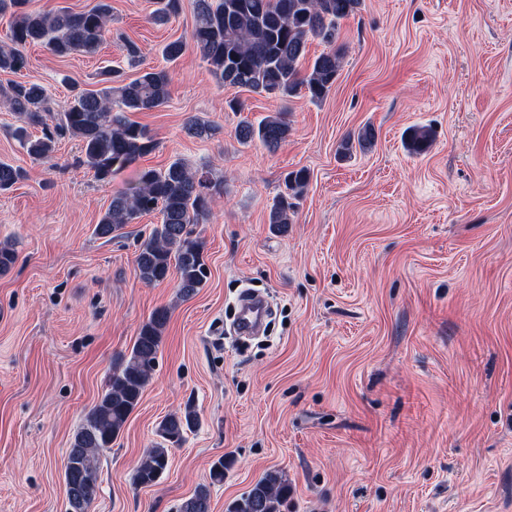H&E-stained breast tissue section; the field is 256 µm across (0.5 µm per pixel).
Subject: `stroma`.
<instances>
[{
	"label": "stroma",
	"instance_id": "obj_1",
	"mask_svg": "<svg viewBox=\"0 0 512 512\" xmlns=\"http://www.w3.org/2000/svg\"><path fill=\"white\" fill-rule=\"evenodd\" d=\"M154 0H112V37L97 56L27 47L21 75L63 111L68 82L143 62L188 37L193 0L159 25ZM344 56L321 102H285L221 86L194 51L170 65L169 102L132 113L157 149L102 184L80 166L77 139L31 158L0 101V160L25 176L0 194V241L16 242L0 275V512H65L73 434L114 361L160 307L169 321L152 379L101 459L91 512H177L202 484L211 512L276 469L281 512H512V0H363L340 24ZM242 108L231 111L228 100ZM285 113L277 151L241 144L240 122ZM217 132L199 139L188 118ZM372 127L373 146L341 141ZM434 133L423 155L408 128ZM224 181L207 221L210 275L191 297L178 277L135 275L141 216L122 237L94 233L138 169L174 160ZM307 169L292 224L268 223L285 175ZM277 316L271 338L240 348L226 331L245 290ZM194 399L199 427L171 449L157 484L134 482L158 422ZM224 480L210 481L218 458Z\"/></svg>",
	"mask_w": 512,
	"mask_h": 512
}]
</instances>
